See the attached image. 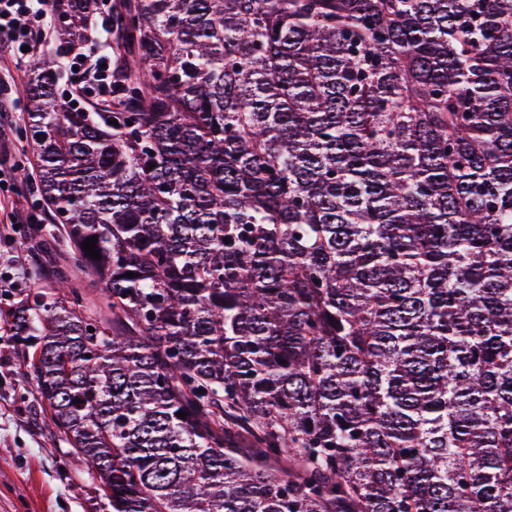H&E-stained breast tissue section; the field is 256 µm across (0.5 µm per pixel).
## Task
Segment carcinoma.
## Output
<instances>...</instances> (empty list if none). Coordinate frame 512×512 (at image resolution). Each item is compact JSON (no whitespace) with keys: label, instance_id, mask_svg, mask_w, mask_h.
Listing matches in <instances>:
<instances>
[{"label":"carcinoma","instance_id":"obj_1","mask_svg":"<svg viewBox=\"0 0 512 512\" xmlns=\"http://www.w3.org/2000/svg\"><path fill=\"white\" fill-rule=\"evenodd\" d=\"M112 30L110 112L24 65L102 302L0 309L110 512H512V0H117Z\"/></svg>","mask_w":512,"mask_h":512}]
</instances>
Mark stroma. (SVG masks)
I'll return each instance as SVG.
<instances>
[{
    "label": "stroma",
    "instance_id": "35a3bbf8",
    "mask_svg": "<svg viewBox=\"0 0 512 512\" xmlns=\"http://www.w3.org/2000/svg\"><path fill=\"white\" fill-rule=\"evenodd\" d=\"M41 231L28 225L0 231V307L9 293L43 289ZM25 369L0 322V512H102L96 481L81 457L54 435L25 380Z\"/></svg>",
    "mask_w": 512,
    "mask_h": 512
}]
</instances>
